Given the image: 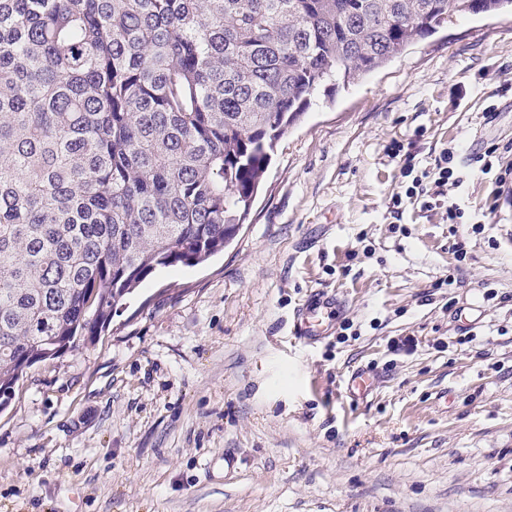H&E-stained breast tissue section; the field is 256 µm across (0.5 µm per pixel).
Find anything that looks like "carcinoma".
I'll return each instance as SVG.
<instances>
[{
    "instance_id": "obj_1",
    "label": "carcinoma",
    "mask_w": 512,
    "mask_h": 512,
    "mask_svg": "<svg viewBox=\"0 0 512 512\" xmlns=\"http://www.w3.org/2000/svg\"><path fill=\"white\" fill-rule=\"evenodd\" d=\"M509 0H0V404L240 232L279 141Z\"/></svg>"
}]
</instances>
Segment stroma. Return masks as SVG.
Instances as JSON below:
<instances>
[{
	"instance_id": "obj_1",
	"label": "stroma",
	"mask_w": 512,
	"mask_h": 512,
	"mask_svg": "<svg viewBox=\"0 0 512 512\" xmlns=\"http://www.w3.org/2000/svg\"><path fill=\"white\" fill-rule=\"evenodd\" d=\"M396 142L420 170L512 144V15L455 14L317 98L224 252L152 274L94 344L28 370L0 409V512H512V185L463 166L453 227L393 209ZM324 288L347 308L300 342ZM345 304L336 294L325 290L311 292L294 313V334L304 343L318 341L325 331L322 317L340 314Z\"/></svg>"
}]
</instances>
